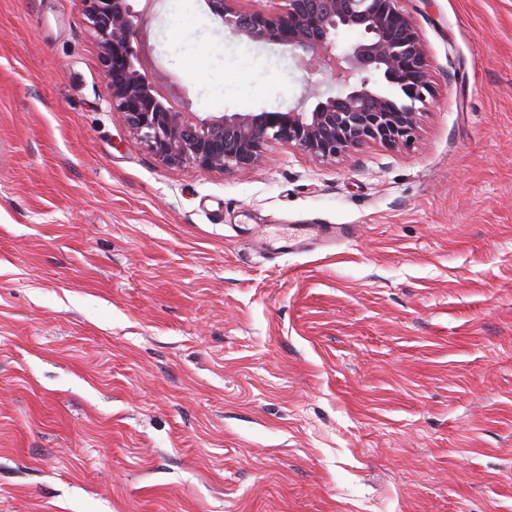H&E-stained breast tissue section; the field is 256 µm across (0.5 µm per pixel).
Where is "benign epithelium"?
Returning a JSON list of instances; mask_svg holds the SVG:
<instances>
[{
    "label": "benign epithelium",
    "instance_id": "benign-epithelium-1",
    "mask_svg": "<svg viewBox=\"0 0 512 512\" xmlns=\"http://www.w3.org/2000/svg\"><path fill=\"white\" fill-rule=\"evenodd\" d=\"M133 0H85L110 107L130 136L170 167L194 166L223 173L257 167L274 142L294 145L321 160H333L367 143L395 149L414 134L420 108L432 94L423 42L400 0H283L273 10H253L243 0H206L224 29L238 39L289 46L300 66L330 76L339 90L327 96L320 83L286 112H226L201 117L173 109L165 99L163 74L136 66L133 36L140 18ZM342 29L361 33L336 53ZM397 84L409 103L399 105L374 87V79ZM316 99L311 108L307 101Z\"/></svg>",
    "mask_w": 512,
    "mask_h": 512
}]
</instances>
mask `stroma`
<instances>
[{
	"mask_svg": "<svg viewBox=\"0 0 512 512\" xmlns=\"http://www.w3.org/2000/svg\"><path fill=\"white\" fill-rule=\"evenodd\" d=\"M189 111H288L294 51L183 0ZM412 141L258 168L132 140L83 0H0V512H512V0H401ZM292 224L336 245L270 258Z\"/></svg>",
	"mask_w": 512,
	"mask_h": 512,
	"instance_id": "1",
	"label": "stroma"
}]
</instances>
